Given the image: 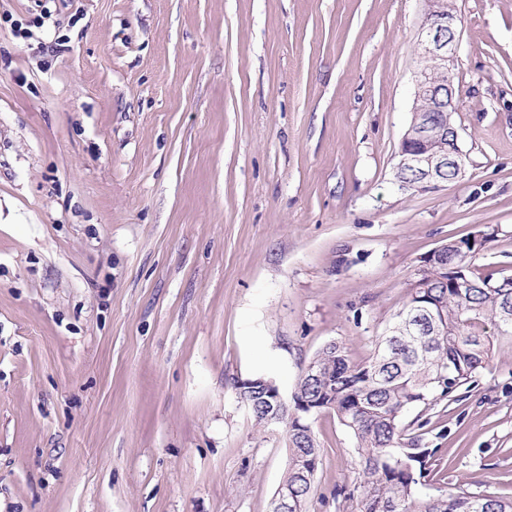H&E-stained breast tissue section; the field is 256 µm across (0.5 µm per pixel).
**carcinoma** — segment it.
<instances>
[{"label":"carcinoma","instance_id":"carcinoma-1","mask_svg":"<svg viewBox=\"0 0 512 512\" xmlns=\"http://www.w3.org/2000/svg\"><path fill=\"white\" fill-rule=\"evenodd\" d=\"M487 242L447 241L444 255L426 273V287L411 289L366 361H352L336 342L316 353L311 364L332 384L310 376L297 384L300 415L286 414L289 465L272 512L282 495L290 512H303L320 448L314 433L300 426L310 425V417L322 411L336 413L356 440L359 481L338 495L359 498V512H512L511 501L490 493L421 495L437 449L424 442L429 420H406L411 409L469 397L488 365L489 327L512 336V324L503 326L504 315L512 313V288L502 291L497 281L470 271Z\"/></svg>","mask_w":512,"mask_h":512}]
</instances>
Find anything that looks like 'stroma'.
<instances>
[{
	"label": "stroma",
	"mask_w": 512,
	"mask_h": 512,
	"mask_svg": "<svg viewBox=\"0 0 512 512\" xmlns=\"http://www.w3.org/2000/svg\"><path fill=\"white\" fill-rule=\"evenodd\" d=\"M456 6L467 166L416 193L425 0H0V512H271L285 434L238 381L366 361L447 239L495 226L474 270L512 277V0ZM428 418L424 495L512 499L511 336ZM311 424L306 512H358Z\"/></svg>",
	"instance_id": "1"
}]
</instances>
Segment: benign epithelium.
<instances>
[{
	"mask_svg": "<svg viewBox=\"0 0 512 512\" xmlns=\"http://www.w3.org/2000/svg\"><path fill=\"white\" fill-rule=\"evenodd\" d=\"M427 4L424 32L425 53L437 67V76L422 69L415 80L413 119L405 132L395 181L406 190H428L441 185L437 176L445 166L453 163L466 168V155L459 146V134L448 135L446 125L435 120L437 112L457 110L455 100V63L459 39H448L447 31L458 30L459 17L453 0H425ZM411 169L416 173L412 183L400 173ZM240 391L253 397V402L267 406L266 419L273 425L282 423L280 408L287 405L278 386L271 380L255 386L254 382H240Z\"/></svg>",
	"mask_w": 512,
	"mask_h": 512,
	"instance_id": "benign-epithelium-1",
	"label": "benign epithelium"
}]
</instances>
